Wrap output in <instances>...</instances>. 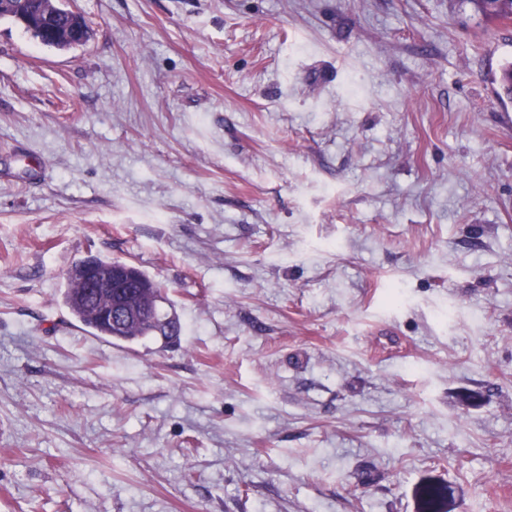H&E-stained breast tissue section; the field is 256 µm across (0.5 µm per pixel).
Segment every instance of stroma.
Returning a JSON list of instances; mask_svg holds the SVG:
<instances>
[{
  "instance_id": "stroma-1",
  "label": "stroma",
  "mask_w": 512,
  "mask_h": 512,
  "mask_svg": "<svg viewBox=\"0 0 512 512\" xmlns=\"http://www.w3.org/2000/svg\"><path fill=\"white\" fill-rule=\"evenodd\" d=\"M64 4L0 17V512H512V21ZM90 255L178 342L92 336ZM58 4L57 0L18 1L1 9L0 17L13 18L44 46L68 48L78 43L89 29L79 14L74 20L61 16ZM131 270L143 286L138 303L154 310L152 319H136L121 327L112 326V328L98 322L88 307L78 300L79 296L84 293V288L79 282L70 278L67 273L66 288L63 291L64 304L76 320L95 336L125 342H134L148 336H160L166 341L179 338L181 333L179 318L175 315L168 318L169 314L160 310L161 288H154L158 284L144 271L134 266Z\"/></svg>"
}]
</instances>
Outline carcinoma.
Segmentation results:
<instances>
[{
  "label": "carcinoma",
  "mask_w": 512,
  "mask_h": 512,
  "mask_svg": "<svg viewBox=\"0 0 512 512\" xmlns=\"http://www.w3.org/2000/svg\"><path fill=\"white\" fill-rule=\"evenodd\" d=\"M477 12L491 19L508 21L512 19V0H469ZM0 16H8L29 32L41 44L48 47L68 48L79 42L87 34L88 27L82 17L68 19L59 14L57 0H25L13 3L10 8L0 10ZM501 95L512 100V61L501 66L499 74ZM132 271L141 282L139 304L154 310L153 318L136 319L121 327H109L98 322L88 307L79 302L84 293L82 285L74 279L66 278L63 301L72 315L84 328L95 336L112 340L134 342L148 336H160L167 341L177 339L181 333L179 318L162 312L159 307L161 289L144 271L134 267ZM444 488L425 484L420 488L423 510L430 512L442 496Z\"/></svg>",
  "instance_id": "1"
}]
</instances>
